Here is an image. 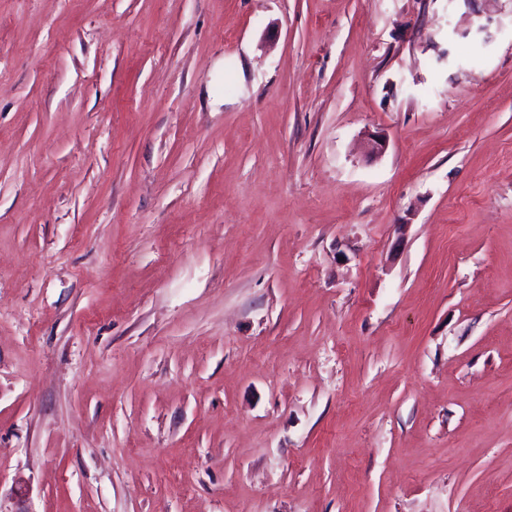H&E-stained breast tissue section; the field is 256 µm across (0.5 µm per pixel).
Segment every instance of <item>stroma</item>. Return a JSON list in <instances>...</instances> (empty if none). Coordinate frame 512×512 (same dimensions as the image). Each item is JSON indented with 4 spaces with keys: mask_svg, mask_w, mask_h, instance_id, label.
<instances>
[{
    "mask_svg": "<svg viewBox=\"0 0 512 512\" xmlns=\"http://www.w3.org/2000/svg\"><path fill=\"white\" fill-rule=\"evenodd\" d=\"M491 504L512 0H0V512Z\"/></svg>",
    "mask_w": 512,
    "mask_h": 512,
    "instance_id": "stroma-1",
    "label": "stroma"
}]
</instances>
